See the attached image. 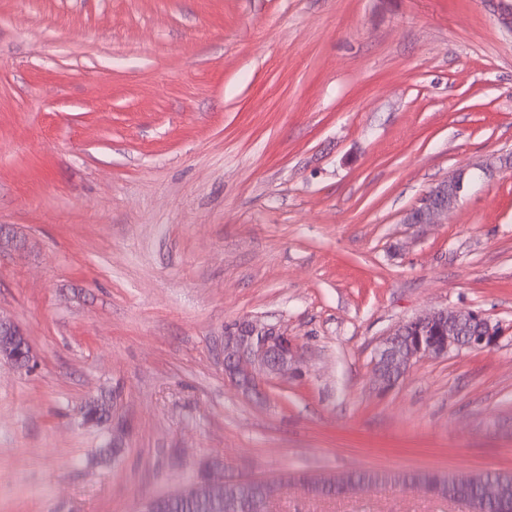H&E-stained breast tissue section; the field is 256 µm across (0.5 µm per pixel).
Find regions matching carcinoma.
<instances>
[{"label":"carcinoma","instance_id":"cac0c4a2","mask_svg":"<svg viewBox=\"0 0 512 512\" xmlns=\"http://www.w3.org/2000/svg\"><path fill=\"white\" fill-rule=\"evenodd\" d=\"M393 483L404 488L425 490L433 485L435 494L444 498L463 493L485 505L484 512H503L512 503V473L477 472L474 474H437L431 471L386 472L367 470L342 473L323 480V485L309 489L314 496H334L351 489ZM497 486L495 501L486 496V488ZM272 491L241 477L224 485L220 492L196 487V483L176 494L159 496L153 512H266L265 503Z\"/></svg>","mask_w":512,"mask_h":512}]
</instances>
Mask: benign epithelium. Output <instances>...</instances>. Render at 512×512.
I'll return each mask as SVG.
<instances>
[{
	"label": "benign epithelium",
	"mask_w": 512,
	"mask_h": 512,
	"mask_svg": "<svg viewBox=\"0 0 512 512\" xmlns=\"http://www.w3.org/2000/svg\"><path fill=\"white\" fill-rule=\"evenodd\" d=\"M499 26L512 33V0H487ZM469 184L460 172L430 188L419 205L410 210L406 224H437L458 204ZM418 336L407 345L399 343L405 328ZM497 341V330L476 311L434 309L401 325L379 344L373 359L378 384L394 386L413 366L426 357L442 358L464 349H483ZM299 345L278 327L254 319H243L224 333V375L246 394L261 393L262 386L297 369Z\"/></svg>",
	"instance_id": "benign-epithelium-1"
}]
</instances>
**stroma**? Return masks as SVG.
Segmentation results:
<instances>
[{"instance_id":"obj_1","label":"stroma","mask_w":512,"mask_h":512,"mask_svg":"<svg viewBox=\"0 0 512 512\" xmlns=\"http://www.w3.org/2000/svg\"><path fill=\"white\" fill-rule=\"evenodd\" d=\"M434 308L497 344L380 389ZM0 316L36 361L0 357V512H142L205 462L512 472V35L485 0H0ZM247 317L300 346L261 401L224 377ZM270 512L471 508L288 482ZM469 184L465 172H459L448 180L441 181L430 188L419 205L410 210L405 218L407 224H440L458 204ZM450 189V193H448Z\"/></svg>"}]
</instances>
